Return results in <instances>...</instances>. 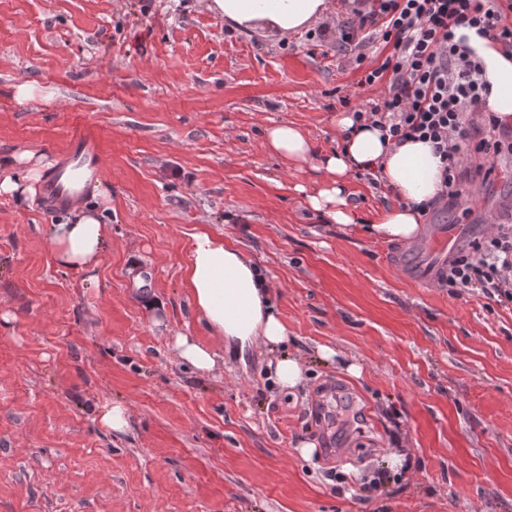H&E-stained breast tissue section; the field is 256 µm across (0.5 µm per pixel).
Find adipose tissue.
I'll use <instances>...</instances> for the list:
<instances>
[{
	"label": "adipose tissue",
	"instance_id": "adipose-tissue-1",
	"mask_svg": "<svg viewBox=\"0 0 512 512\" xmlns=\"http://www.w3.org/2000/svg\"><path fill=\"white\" fill-rule=\"evenodd\" d=\"M208 7L237 29H265L287 36L321 18L331 0H210ZM456 36L481 60L489 93L484 107L502 122L512 123V55L499 42L461 26ZM336 126L342 134L339 148L315 155L309 137L285 121L268 126L263 142L267 149L294 164L318 158L327 178L305 199L308 207L332 224L350 225L357 216L347 196V178L356 171L377 175L395 197L382 209L370 231L387 240H409L419 230V205L432 201L442 189V164L431 144L408 141L382 142L374 128L357 127L351 114L341 112ZM44 164L22 152L9 168H0V195L28 198L34 195ZM110 230L98 212L74 207L51 236L56 265L85 272L105 251ZM185 277L194 312L209 333L221 342L220 351L184 334L174 339L180 360L201 372H211L227 359L246 363L258 347L274 351L288 339V329L271 302L269 281L255 262L237 246L199 230L190 235Z\"/></svg>",
	"mask_w": 512,
	"mask_h": 512
}]
</instances>
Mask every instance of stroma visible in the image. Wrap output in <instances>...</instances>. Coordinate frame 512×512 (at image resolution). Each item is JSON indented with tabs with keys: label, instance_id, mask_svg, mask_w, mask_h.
<instances>
[{
	"label": "stroma",
	"instance_id": "35a3bbf8",
	"mask_svg": "<svg viewBox=\"0 0 512 512\" xmlns=\"http://www.w3.org/2000/svg\"><path fill=\"white\" fill-rule=\"evenodd\" d=\"M207 2L0 0V167L25 150L56 164L93 131L109 197L82 203L112 234L92 274L61 269L62 213L0 196V512H512V309L405 279L399 241L327 223L304 199L324 172L261 144L286 120L328 152L342 98L369 99L336 47L351 0L312 23L321 41L230 31ZM19 80L40 98L18 102ZM348 186L361 216L392 201L363 173ZM484 207L511 215L512 181L491 177L470 208L440 206L419 229L479 237ZM200 229L270 278L305 369L295 393L272 386L262 349L244 371L175 355L179 333L221 348L184 284ZM116 402L122 433L100 424ZM393 453L409 467L361 500Z\"/></svg>",
	"mask_w": 512,
	"mask_h": 512
}]
</instances>
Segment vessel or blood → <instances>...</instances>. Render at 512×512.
Returning a JSON list of instances; mask_svg holds the SVG:
<instances>
[{"mask_svg":"<svg viewBox=\"0 0 512 512\" xmlns=\"http://www.w3.org/2000/svg\"><path fill=\"white\" fill-rule=\"evenodd\" d=\"M101 146L90 131L74 132L61 153L56 167L46 176L41 188L42 205L59 210L71 205L80 195L84 182L102 177ZM459 228L434 224L422 245L409 247L398 268L421 284H437L448 269V251L457 242Z\"/></svg>","mask_w":512,"mask_h":512,"instance_id":"vessel-or-blood-1","label":"vessel or blood"}]
</instances>
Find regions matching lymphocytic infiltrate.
I'll return each instance as SVG.
<instances>
[{"label":"lymphocytic infiltrate","instance_id":"f902f5d3","mask_svg":"<svg viewBox=\"0 0 512 512\" xmlns=\"http://www.w3.org/2000/svg\"><path fill=\"white\" fill-rule=\"evenodd\" d=\"M512 51V0H371L339 25L336 45L348 49L360 33L381 41L383 59L358 53L359 87L385 92L356 106L354 121L377 127L396 143H431L444 163L439 201L459 203L469 168H494L512 154V127L480 107L489 91L477 62L455 39L462 25ZM441 286L482 293L512 305V225L474 241L448 262Z\"/></svg>","mask_w":512,"mask_h":512}]
</instances>
